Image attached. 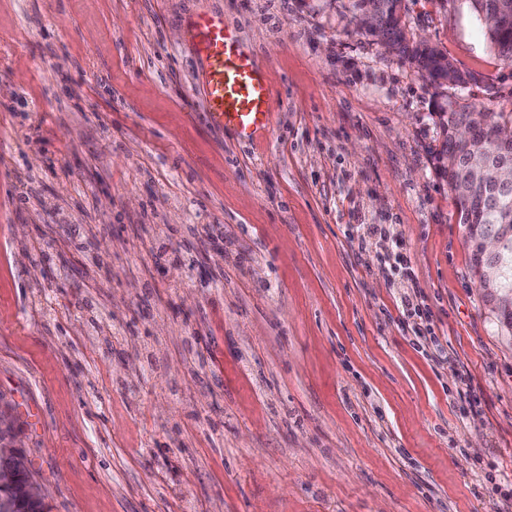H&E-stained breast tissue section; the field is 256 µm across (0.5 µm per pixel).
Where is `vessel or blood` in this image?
<instances>
[{
	"label": "vessel or blood",
	"instance_id": "vessel-or-blood-1",
	"mask_svg": "<svg viewBox=\"0 0 512 512\" xmlns=\"http://www.w3.org/2000/svg\"><path fill=\"white\" fill-rule=\"evenodd\" d=\"M188 33L200 62L199 83L209 125L250 142L271 126L273 90L266 71L242 47L238 31L223 14L192 16Z\"/></svg>",
	"mask_w": 512,
	"mask_h": 512
}]
</instances>
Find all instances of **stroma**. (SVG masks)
Listing matches in <instances>:
<instances>
[{
	"label": "stroma",
	"mask_w": 512,
	"mask_h": 512,
	"mask_svg": "<svg viewBox=\"0 0 512 512\" xmlns=\"http://www.w3.org/2000/svg\"><path fill=\"white\" fill-rule=\"evenodd\" d=\"M404 5L474 82L353 0H0V409L49 512H512V345L434 159L512 67L467 0ZM199 12L269 74L257 143L206 122ZM415 37H416V40H418V41L420 40V41H424V42H421L414 46L412 56L415 59H417V61L421 64L423 69H425L427 71L434 70L439 65L440 59L441 60L446 59L444 52L440 48H438V46H435L433 44L430 45V44L426 43L427 41L425 39H423L422 37H420V36H415ZM406 59L409 60L412 64H414V66L417 70V73L420 76L427 78L430 82H432L436 85L459 86L461 83L460 80L457 77H454L452 72L448 69V65H453L449 59H448V63L443 62L441 68L438 71L437 76L433 80H430L428 78V74L423 69H421V67L419 65H417L416 62L410 58L409 55L406 57ZM406 288H410L411 294L404 293V296L401 297V303L403 308V314L407 315L408 317H413L414 315H424L426 321L428 322V325L425 327L426 334L432 335L433 328H432V315L428 307L425 305V310L421 308V305L418 303V298H424L423 292L418 287V285L411 281V283L406 286ZM414 299H416V304H414Z\"/></svg>",
	"instance_id": "1"
}]
</instances>
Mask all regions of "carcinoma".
Returning a JSON list of instances; mask_svg holds the SVG:
<instances>
[{
    "mask_svg": "<svg viewBox=\"0 0 512 512\" xmlns=\"http://www.w3.org/2000/svg\"><path fill=\"white\" fill-rule=\"evenodd\" d=\"M397 0H384V7L374 12L377 25L391 36L393 44L401 41V30L396 18ZM472 10L479 18L496 10L499 4L507 5L512 10V0H468ZM485 36L498 57L505 64L512 66V22L500 23L494 27H485ZM413 57L427 71L434 70L440 61L446 59L444 52L435 45L421 42L414 46ZM475 111L459 106L440 113V129L443 137L441 153H452L459 157L453 168H442L439 173L448 182V189L453 194L458 223L465 232V242L469 252V271L477 276L479 242L485 237L493 236L498 226L507 224L512 227V189L502 192L499 185L487 179L474 182L471 180V163L482 165L492 173L512 160L498 154L488 133L481 131L473 139L463 142L456 135V127L470 119ZM506 275L499 276L495 288L504 296H512V252L506 255Z\"/></svg>",
    "mask_w": 512,
    "mask_h": 512,
    "instance_id": "obj_1",
    "label": "carcinoma"
}]
</instances>
